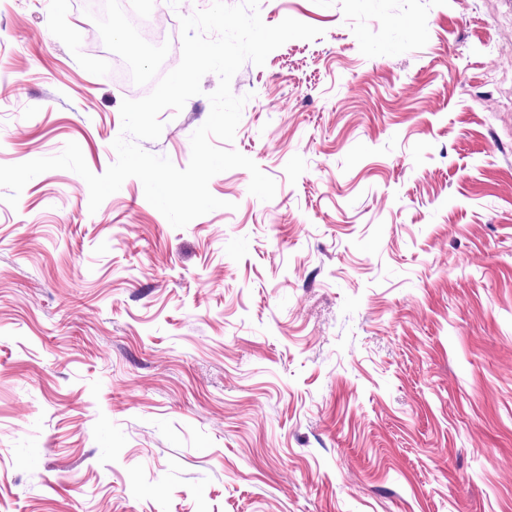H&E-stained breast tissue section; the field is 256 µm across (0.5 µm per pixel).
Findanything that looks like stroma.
<instances>
[{
    "label": "stroma",
    "mask_w": 512,
    "mask_h": 512,
    "mask_svg": "<svg viewBox=\"0 0 512 512\" xmlns=\"http://www.w3.org/2000/svg\"><path fill=\"white\" fill-rule=\"evenodd\" d=\"M88 0H0V164L116 159L126 54ZM323 29L247 96L224 208L173 228L131 177L0 200V512H512V0H260ZM202 92L145 151L177 168Z\"/></svg>",
    "instance_id": "1"
}]
</instances>
